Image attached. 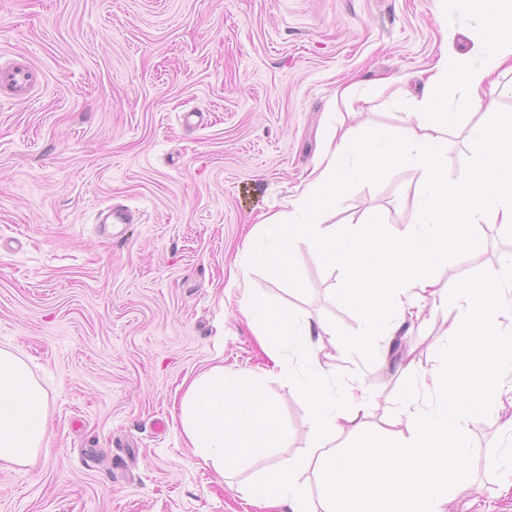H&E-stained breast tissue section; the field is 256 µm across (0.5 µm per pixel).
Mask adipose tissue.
Returning <instances> with one entry per match:
<instances>
[{
    "label": "adipose tissue",
    "mask_w": 512,
    "mask_h": 512,
    "mask_svg": "<svg viewBox=\"0 0 512 512\" xmlns=\"http://www.w3.org/2000/svg\"><path fill=\"white\" fill-rule=\"evenodd\" d=\"M462 16H477L474 53L442 51L420 95L404 88L393 97L409 108L419 128L400 137L339 131L329 126L318 166L288 211L267 219L269 230L256 243L262 262L281 265L288 249L302 245L340 263L346 272L345 301L359 319L358 344L375 350L380 337L396 336L426 303L442 304L450 318L439 339L444 367L405 375L420 376L434 400L419 404L404 388L387 419L388 439L374 453L335 448L336 434L358 426L368 414L370 397L361 381L333 390L312 341L311 325L301 323L271 301L250 307L262 324L261 335L274 336L267 348L273 366L285 368L281 346L308 363L299 389L313 411L308 439L312 455L268 469L249 495L281 512H308L296 475L310 467L318 479L321 512H445L450 498L466 487L468 452L463 443L475 409L488 404L512 406V385L504 368L512 367V336L499 334L495 315L512 306V253L484 271L468 287L443 289L435 270L439 254H469L475 246L472 225L512 228V114L488 101L500 71H512V0H447ZM459 96L449 100V89ZM483 116L467 131L470 166L460 181L447 175L445 132L465 111ZM402 167L422 175L413 223L395 242L371 233L383 223L370 213L361 224H323L335 210L353 175L373 180ZM180 424L186 444L216 473L278 447L282 437L275 409L256 374L224 371L216 366L194 378L180 401ZM48 437L47 396L14 353L0 349V462L25 465L36 458Z\"/></svg>",
    "instance_id": "obj_1"
}]
</instances>
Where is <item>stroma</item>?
Returning a JSON list of instances; mask_svg holds the SVG:
<instances>
[{
    "mask_svg": "<svg viewBox=\"0 0 512 512\" xmlns=\"http://www.w3.org/2000/svg\"><path fill=\"white\" fill-rule=\"evenodd\" d=\"M477 29L442 0H0V57L42 73L31 100L0 105V348L45 390L49 429L32 465L0 464V512H268L245 492L309 455L313 414L295 380L267 373L247 298L326 327L334 387L362 378L373 395L336 443L368 450L403 376L355 344L340 265L303 246L282 268L255 261L248 234L302 193L328 125L411 134L385 81L416 88L442 49L471 52ZM420 181L411 168L354 180L327 221L380 211L396 238ZM104 205L126 223L99 224ZM472 232L476 248L448 259L451 287L512 250L511 229ZM447 327L425 308L399 353L431 368ZM215 365L264 372L283 433L223 478L179 422L183 381ZM467 446L469 488L450 512H512L493 407Z\"/></svg>",
    "mask_w": 512,
    "mask_h": 512,
    "instance_id": "1",
    "label": "stroma"
}]
</instances>
